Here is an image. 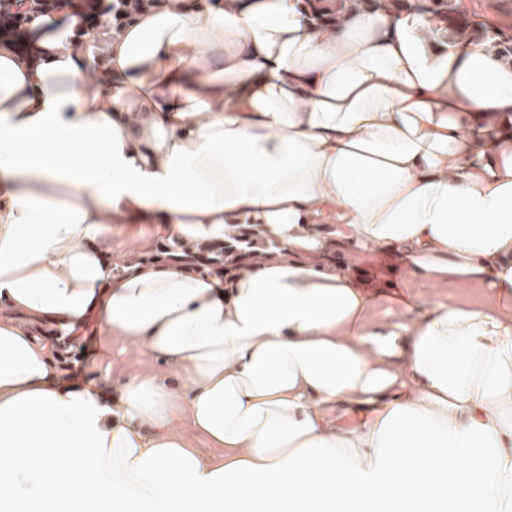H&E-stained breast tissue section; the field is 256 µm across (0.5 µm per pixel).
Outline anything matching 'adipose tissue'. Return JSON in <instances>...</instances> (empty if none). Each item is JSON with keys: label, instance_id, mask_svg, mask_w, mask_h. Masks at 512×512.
Listing matches in <instances>:
<instances>
[{"label": "adipose tissue", "instance_id": "obj_1", "mask_svg": "<svg viewBox=\"0 0 512 512\" xmlns=\"http://www.w3.org/2000/svg\"><path fill=\"white\" fill-rule=\"evenodd\" d=\"M318 13L164 9L105 89L69 29H29L34 69L0 48V512H512V63L410 9ZM229 224L284 257L230 286L115 263ZM335 243L486 289L395 316L353 261L313 263ZM95 312L181 389L66 375L42 325Z\"/></svg>", "mask_w": 512, "mask_h": 512}]
</instances>
